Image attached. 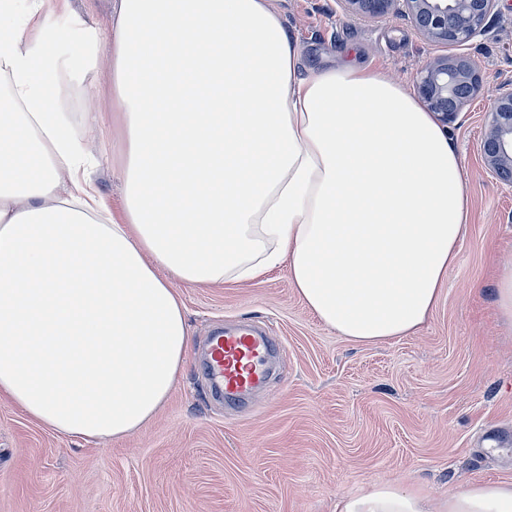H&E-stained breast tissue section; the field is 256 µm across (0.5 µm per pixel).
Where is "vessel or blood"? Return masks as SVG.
<instances>
[{"label": "vessel or blood", "mask_w": 512, "mask_h": 512, "mask_svg": "<svg viewBox=\"0 0 512 512\" xmlns=\"http://www.w3.org/2000/svg\"><path fill=\"white\" fill-rule=\"evenodd\" d=\"M272 337L247 326L225 328L208 341L209 378L225 400L233 401L261 385Z\"/></svg>", "instance_id": "1"}]
</instances>
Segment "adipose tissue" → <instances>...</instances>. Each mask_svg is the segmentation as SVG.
Returning <instances> with one entry per match:
<instances>
[{
	"mask_svg": "<svg viewBox=\"0 0 512 512\" xmlns=\"http://www.w3.org/2000/svg\"><path fill=\"white\" fill-rule=\"evenodd\" d=\"M58 0H0V397L87 442L169 397L189 346L177 284L287 263L327 328L378 344L419 330L469 221L445 128L382 70L311 69L276 0H112L120 214L57 108L74 65ZM337 512H512V481L437 504L392 482Z\"/></svg>",
	"mask_w": 512,
	"mask_h": 512,
	"instance_id": "adipose-tissue-1",
	"label": "adipose tissue"
}]
</instances>
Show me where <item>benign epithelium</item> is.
<instances>
[{"mask_svg": "<svg viewBox=\"0 0 512 512\" xmlns=\"http://www.w3.org/2000/svg\"><path fill=\"white\" fill-rule=\"evenodd\" d=\"M351 17L377 21L394 15L410 20L421 36L431 42L455 47L470 45L487 34L490 18L499 12L500 0H338ZM466 97L459 105L475 99L482 80L475 62L465 53L427 61L419 72L417 91L436 119L446 124L456 113L442 108L460 89ZM490 120L479 150L487 173L512 188V78L500 83L493 95Z\"/></svg>", "mask_w": 512, "mask_h": 512, "instance_id": "obj_1", "label": "benign epithelium"}]
</instances>
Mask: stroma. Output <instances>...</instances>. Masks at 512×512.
<instances>
[{"label": "stroma", "instance_id": "35a3bbf8", "mask_svg": "<svg viewBox=\"0 0 512 512\" xmlns=\"http://www.w3.org/2000/svg\"><path fill=\"white\" fill-rule=\"evenodd\" d=\"M290 38L318 68L341 54L415 86L452 46L425 41L404 18H350L337 0H277ZM108 0H70L56 27L62 57L86 27L108 30ZM483 79L448 129L460 157L470 218L438 303L415 334L350 342L304 305L287 264L249 281L179 285L189 351L154 419L118 442L87 445L30 420L0 398V512H336L341 497L391 481L438 502L476 481H512V327L497 306L512 263V188L487 174L479 142L489 98L512 77V8L467 46ZM67 112L102 113L87 149L106 154L97 184L113 207L123 195L122 132L110 121L107 61L64 78ZM268 329L278 351L270 380L242 405L211 394L202 359L226 320Z\"/></svg>", "mask_w": 512, "mask_h": 512}]
</instances>
